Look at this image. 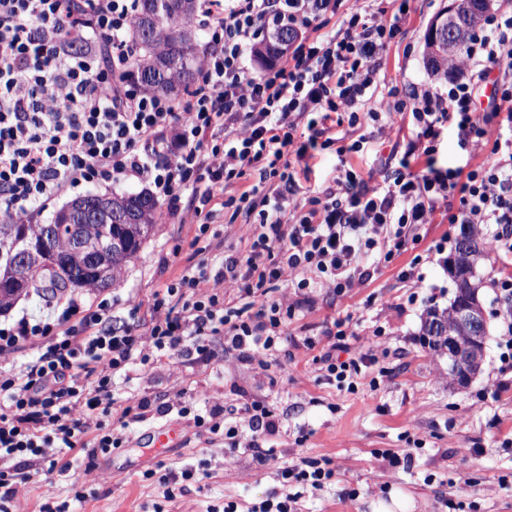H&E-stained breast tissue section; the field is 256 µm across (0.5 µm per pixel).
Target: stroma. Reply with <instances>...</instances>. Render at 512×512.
<instances>
[{"label": "stroma", "mask_w": 512, "mask_h": 512, "mask_svg": "<svg viewBox=\"0 0 512 512\" xmlns=\"http://www.w3.org/2000/svg\"><path fill=\"white\" fill-rule=\"evenodd\" d=\"M451 2L411 0V16L383 59L382 75L435 82L425 38L431 21ZM409 142L404 129L387 138L373 135L348 160L368 176L370 186H378L385 158L394 150L405 152ZM490 158L486 150L466 153L455 129L444 128L439 165L467 171ZM197 232L194 224L155 225L121 278L101 291L114 299V314L127 317L129 305H140L138 325L147 330L154 292L179 275ZM458 234L455 224L422 226L418 242L345 294L320 283L302 294L279 284L273 299L304 302L288 326L287 354L259 350L242 360L225 352L223 338L217 337L208 365L165 360L115 378L112 391L124 404L137 405L144 397L152 402L139 420L129 422L124 447L80 458L67 472L41 481L14 482L0 500V512H224L230 502L247 512L252 504L280 495V468L302 457L328 461L335 475L322 489H304L301 512H446L450 498L462 501L464 512H512V489L498 486L501 476L512 479V372L500 371L497 341L506 307L495 287L512 275V263L489 250L477 265L489 336L481 370L470 385L449 384L447 357L432 355L418 341L424 311L447 306L454 295L443 254L434 246L441 241L446 252L453 251ZM409 265L414 279L405 282L398 272ZM344 319L354 334L352 346H367L377 332L388 349L386 358L363 369L353 393L310 370L316 348L328 343L326 329ZM307 337L315 348L304 346ZM184 401L199 410L260 402L272 410L277 429L245 432L233 451L223 435L198 434L175 414L158 410L161 403ZM174 424L180 428L177 440L155 447V435ZM415 438L423 439L422 452L408 465L388 467L382 452H402ZM255 446L269 449L266 465L254 460ZM474 448L480 456H471ZM185 470L191 478L169 494L160 475Z\"/></svg>", "instance_id": "1"}]
</instances>
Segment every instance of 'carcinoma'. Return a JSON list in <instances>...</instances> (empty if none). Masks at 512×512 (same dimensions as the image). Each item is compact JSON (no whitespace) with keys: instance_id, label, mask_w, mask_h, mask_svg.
Wrapping results in <instances>:
<instances>
[{"instance_id":"carcinoma-1","label":"carcinoma","mask_w":512,"mask_h":512,"mask_svg":"<svg viewBox=\"0 0 512 512\" xmlns=\"http://www.w3.org/2000/svg\"><path fill=\"white\" fill-rule=\"evenodd\" d=\"M196 9L197 0H139L138 13L129 30L128 40L133 47L131 65L144 91L178 96L195 80L204 50L200 49L198 41L195 40L193 48L185 51L183 36L193 32ZM476 21L475 17L462 18L463 36L451 50L448 49L447 42L430 33L426 35V47L432 66L435 67L442 61L451 62L462 54L472 38ZM292 37L293 33L288 29H279L274 43L261 56H274L282 47L288 45ZM159 208L158 202L145 191L112 195V227L102 239V245L112 251V273L102 277L89 276L84 281L71 285L64 282L56 266L64 262L79 264L80 258L72 252L71 245L76 231L71 229L64 210H58L51 219V223L57 225L52 250L33 261L27 270V281L35 284L49 283L54 296L63 294L70 286L93 289L112 286L150 238L154 227L153 217ZM33 234L34 228L31 224H0V249L6 244L11 247L18 242L23 244ZM16 273L12 262L0 259V283L5 285L0 293V310L8 308V303L14 300V294L23 293L21 288L8 287ZM474 278L472 268H458L453 275L455 293L452 300L444 308L433 306L427 310L420 335L429 336L445 327L451 332L454 331L452 311L479 289Z\"/></svg>"}]
</instances>
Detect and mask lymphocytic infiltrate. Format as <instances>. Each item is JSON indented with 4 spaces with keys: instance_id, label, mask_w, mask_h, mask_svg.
Returning <instances> with one entry per match:
<instances>
[{
    "instance_id": "lymphocytic-infiltrate-1",
    "label": "lymphocytic infiltrate",
    "mask_w": 512,
    "mask_h": 512,
    "mask_svg": "<svg viewBox=\"0 0 512 512\" xmlns=\"http://www.w3.org/2000/svg\"><path fill=\"white\" fill-rule=\"evenodd\" d=\"M208 38L194 84L180 96L144 92L131 67L128 31L137 0H0V214L27 224L67 192L118 180L148 184L160 202L157 223L195 219L207 233L229 210L255 217L245 252L188 262L174 283L154 292L151 328L118 322L108 301L79 294L42 314L0 328V357L38 344L15 370L0 365V489L18 478L58 470L64 457L122 447L132 409L112 393L115 376L163 359L204 366L214 337L251 358L278 350L301 304L269 296L278 283L298 290L319 281L346 293L418 241L421 226L443 218L498 225L493 249L512 253V146L488 142L487 126L512 128V13L489 15L488 28L455 60L459 77L441 87L403 81L382 86L380 66L401 30L409 0H200ZM337 19L334 33L323 30ZM286 27L299 36L270 68L249 73L246 55ZM83 43L70 47L72 37ZM385 93L392 103L378 109ZM409 117L423 164L387 158L381 186L369 187L346 157L362 140L340 143L336 129L375 126L384 135ZM465 149L490 145L495 159L470 171L438 166L444 126ZM335 147L341 161L328 184L302 188L311 162ZM256 183L234 196L244 176ZM458 206H451V196ZM243 306L224 309L219 284ZM313 357L337 389L355 392L379 341L353 350L348 332H326ZM82 411L76 419L74 411ZM195 427L227 439L274 432L272 411L254 403L207 414L178 407ZM32 462L20 472L18 459ZM281 497L249 512H300L299 488H321L334 471L308 459L280 472Z\"/></svg>"
}]
</instances>
